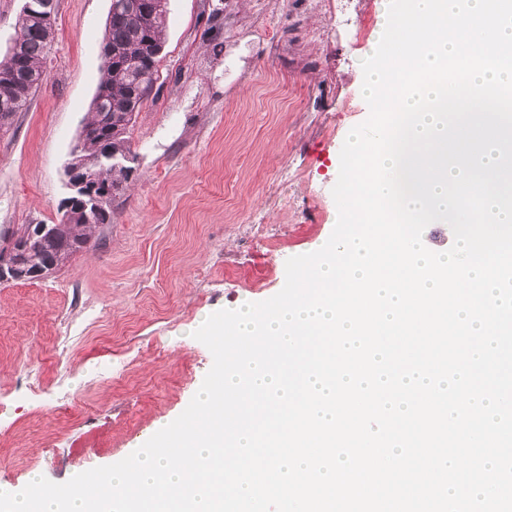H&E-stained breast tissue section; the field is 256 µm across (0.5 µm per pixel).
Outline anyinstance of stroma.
I'll return each instance as SVG.
<instances>
[{
  "label": "stroma",
  "instance_id": "obj_1",
  "mask_svg": "<svg viewBox=\"0 0 512 512\" xmlns=\"http://www.w3.org/2000/svg\"><path fill=\"white\" fill-rule=\"evenodd\" d=\"M47 78L0 131V237L54 224L102 77L111 0H54ZM388 0H169L135 176L95 247L0 284V491L127 457L213 364L208 316L284 286L336 224L340 151ZM221 34L212 37L211 23ZM223 42L214 54L215 42Z\"/></svg>",
  "mask_w": 512,
  "mask_h": 512
}]
</instances>
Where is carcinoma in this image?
Wrapping results in <instances>:
<instances>
[{"instance_id":"carcinoma-1","label":"carcinoma","mask_w":512,"mask_h":512,"mask_svg":"<svg viewBox=\"0 0 512 512\" xmlns=\"http://www.w3.org/2000/svg\"><path fill=\"white\" fill-rule=\"evenodd\" d=\"M148 6L146 12L109 11L102 46L110 58L103 63L100 84L82 125L86 136L76 176L88 177L95 192L108 194L107 200L92 219L86 217L83 200L73 201L62 221L46 225L42 234L29 224L19 225L6 242L9 247L25 245L10 276L12 282L47 278L73 256L93 247L96 230L112 223V202L125 192L129 179L116 163L135 158L128 131L153 89L164 46L168 0H148ZM53 34L52 22L19 14L12 48L21 64L6 56L0 59V81L11 76L10 84H0V123L12 124L28 108L42 84L38 76L45 74L43 63ZM108 156L112 161L106 160Z\"/></svg>"}]
</instances>
